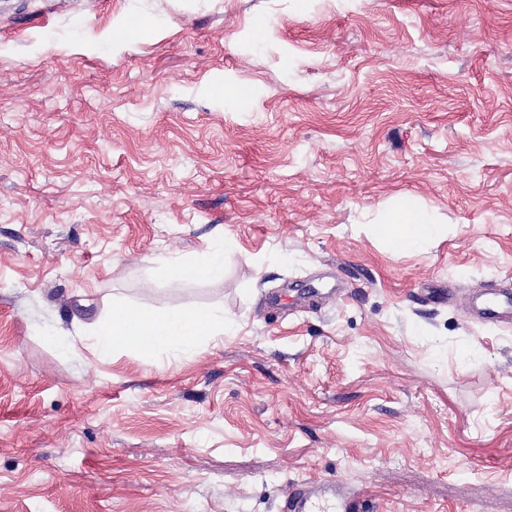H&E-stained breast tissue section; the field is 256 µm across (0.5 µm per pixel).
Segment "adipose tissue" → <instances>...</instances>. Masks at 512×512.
<instances>
[{"label":"adipose tissue","instance_id":"ef3b65f1","mask_svg":"<svg viewBox=\"0 0 512 512\" xmlns=\"http://www.w3.org/2000/svg\"><path fill=\"white\" fill-rule=\"evenodd\" d=\"M428 233L429 225L424 216L407 206L397 216L389 241L393 251L399 253L416 247ZM223 332L224 311L220 308L159 313L146 306L116 304L106 318L96 323L92 349L100 356L133 349L153 361L173 348L195 351Z\"/></svg>","mask_w":512,"mask_h":512}]
</instances>
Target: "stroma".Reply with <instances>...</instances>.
Wrapping results in <instances>:
<instances>
[{
    "label": "stroma",
    "mask_w": 512,
    "mask_h": 512,
    "mask_svg": "<svg viewBox=\"0 0 512 512\" xmlns=\"http://www.w3.org/2000/svg\"><path fill=\"white\" fill-rule=\"evenodd\" d=\"M36 8L0 9V512H277L301 479L512 512V327L464 313L512 284V0ZM404 203L435 230L395 254ZM116 304L227 324L96 358ZM232 249L230 241H224V247L214 250L201 264L174 265L162 282L167 288L197 278H218L224 274V256Z\"/></svg>",
    "instance_id": "obj_1"
}]
</instances>
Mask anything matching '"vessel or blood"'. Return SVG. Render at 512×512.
<instances>
[{"mask_svg": "<svg viewBox=\"0 0 512 512\" xmlns=\"http://www.w3.org/2000/svg\"><path fill=\"white\" fill-rule=\"evenodd\" d=\"M469 317L498 325H512V289L475 288L467 307ZM280 512H367L365 498L354 484L342 480L292 482Z\"/></svg>", "mask_w": 512, "mask_h": 512, "instance_id": "obj_1", "label": "vessel or blood"}]
</instances>
